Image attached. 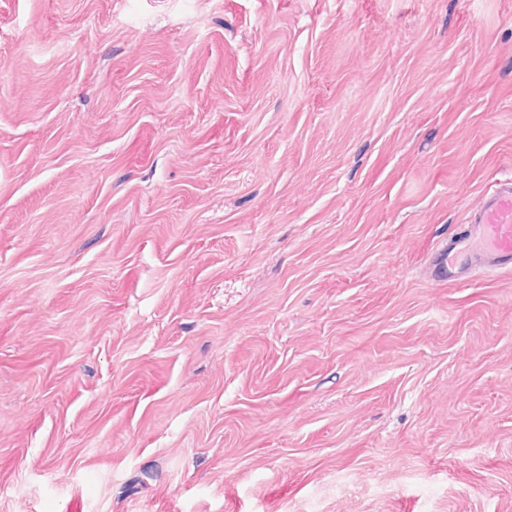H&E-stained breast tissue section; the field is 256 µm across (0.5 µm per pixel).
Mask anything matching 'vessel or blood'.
<instances>
[{
	"instance_id": "b4317fda",
	"label": "vessel or blood",
	"mask_w": 512,
	"mask_h": 512,
	"mask_svg": "<svg viewBox=\"0 0 512 512\" xmlns=\"http://www.w3.org/2000/svg\"><path fill=\"white\" fill-rule=\"evenodd\" d=\"M512 269V180L494 182L467 223L459 225L440 250L435 265L443 281L470 272Z\"/></svg>"
}]
</instances>
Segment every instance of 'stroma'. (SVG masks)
Instances as JSON below:
<instances>
[{"label":"stroma","instance_id":"stroma-1","mask_svg":"<svg viewBox=\"0 0 512 512\" xmlns=\"http://www.w3.org/2000/svg\"><path fill=\"white\" fill-rule=\"evenodd\" d=\"M512 0H0V512H512ZM479 269H512V180L495 181L466 224L440 250L436 276L448 282Z\"/></svg>","mask_w":512,"mask_h":512}]
</instances>
